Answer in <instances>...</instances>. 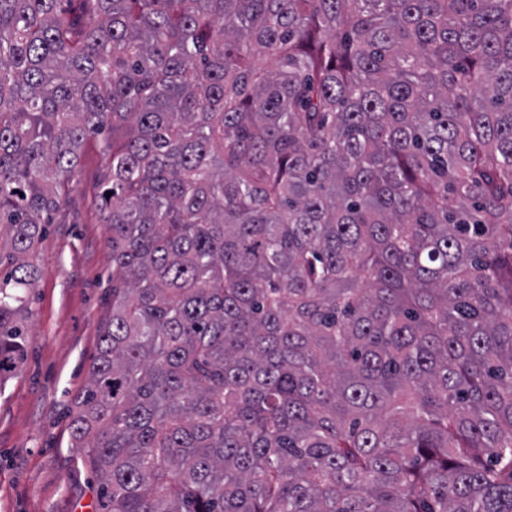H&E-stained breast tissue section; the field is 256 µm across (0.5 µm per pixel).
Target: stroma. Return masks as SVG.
Masks as SVG:
<instances>
[{"label": "stroma", "mask_w": 512, "mask_h": 512, "mask_svg": "<svg viewBox=\"0 0 512 512\" xmlns=\"http://www.w3.org/2000/svg\"><path fill=\"white\" fill-rule=\"evenodd\" d=\"M107 170L88 138L31 262L25 359L0 386V512H102L70 446L69 407L112 316V257L98 197Z\"/></svg>", "instance_id": "1"}]
</instances>
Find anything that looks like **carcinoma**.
Listing matches in <instances>:
<instances>
[{"mask_svg":"<svg viewBox=\"0 0 512 512\" xmlns=\"http://www.w3.org/2000/svg\"><path fill=\"white\" fill-rule=\"evenodd\" d=\"M107 130L106 512H512V0H0V384Z\"/></svg>","mask_w":512,"mask_h":512,"instance_id":"cac0c4a2","label":"carcinoma"}]
</instances>
